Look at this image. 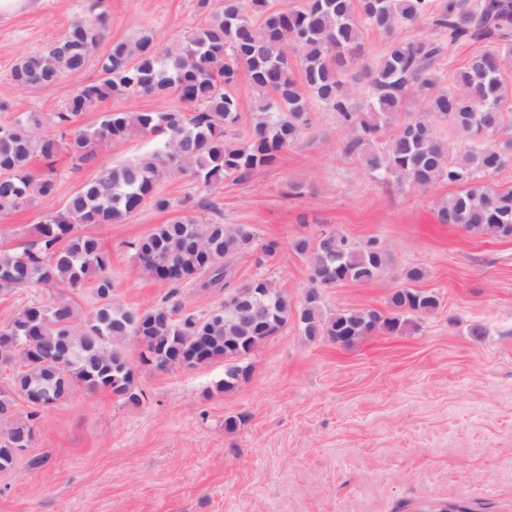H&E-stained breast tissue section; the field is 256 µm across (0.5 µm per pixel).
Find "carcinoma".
<instances>
[{"label": "carcinoma", "mask_w": 512, "mask_h": 512, "mask_svg": "<svg viewBox=\"0 0 512 512\" xmlns=\"http://www.w3.org/2000/svg\"><path fill=\"white\" fill-rule=\"evenodd\" d=\"M207 22L165 47L144 29L132 41L111 44L98 59L103 78L83 83L42 130L41 116L24 113L0 124V217L36 201L55 197L54 158L70 156L74 168L90 163L104 142L156 136L158 144L138 160L84 183L63 209L47 212L35 227V241L21 249L0 247V295L40 288L48 296L0 324V363L17 367L10 388L0 390V434L30 448L44 404L80 387L109 390L130 404L143 397L126 346L144 337L139 359L159 371L224 361L218 388L229 391L248 379L251 354L293 321L308 339L326 337L347 346L382 330L402 334L424 314L437 310L439 295L414 287L425 272L412 267L405 286L392 292L387 314L374 309L323 311L322 289L344 283H370L387 263L372 240L357 248L334 232L298 238L292 249L308 258L310 287L299 308L281 290L266 330L240 331L224 321V303L204 316L179 314L165 299L140 311L113 298L111 258L102 241L79 231L84 224H112L145 205L166 211L161 179L190 174L207 190L231 179L249 181L272 165L312 122L309 96L338 112L349 127L343 144L371 174L392 176L419 189L446 181L459 187L439 209L440 221L478 237H512V187L496 189L489 179L512 165V138L501 139L512 112V87L504 76L512 69V0H303L282 10L271 0H196ZM93 13L74 20L62 44L26 55L12 70L20 87L54 88L63 78L81 74L105 38L104 0ZM428 21L448 40H401L398 28ZM388 37L381 58L361 67L372 99L351 105L343 75L356 65L363 33ZM480 38L489 45L453 69L442 86L439 63L448 45ZM299 54V65L285 50ZM304 84H299L296 72ZM247 80L257 91L252 129L241 140L228 139L240 119L234 88ZM176 97L180 108L159 106L142 112L103 110L97 125L84 128L78 117L114 96ZM419 109L407 112L408 98ZM403 118L399 130L382 144V123ZM466 142L463 153L440 139L436 124ZM41 157L48 172L35 175L31 162ZM140 270L162 285L189 284L203 291L232 293V261L251 250L257 264L279 250L275 240L256 243L243 225L205 222L192 215L173 218L132 243ZM94 280L98 305L80 315L68 293ZM30 405L18 415L15 398Z\"/></svg>", "instance_id": "carcinoma-1"}]
</instances>
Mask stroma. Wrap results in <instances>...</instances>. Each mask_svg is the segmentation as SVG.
<instances>
[{"label":"stroma","instance_id":"35a3bbf8","mask_svg":"<svg viewBox=\"0 0 512 512\" xmlns=\"http://www.w3.org/2000/svg\"><path fill=\"white\" fill-rule=\"evenodd\" d=\"M90 0H41L0 17V123L13 114L60 111L77 82L100 80L97 61L80 79L48 91L15 86L18 59L50 47ZM106 54L115 40L151 29L166 45L204 25L196 0H105ZM313 124L277 161L245 183L201 188L191 176L163 179L171 207L151 206L116 224H85L111 254L114 297L145 310L168 292L140 272L130 242L192 213L243 224L279 242L264 265L252 253L232 263V286L264 277L292 305L309 288L294 239L332 230L354 246L377 240L389 258L371 283L323 289L326 312L386 311L404 272L423 267L435 312L400 335L376 331L348 347L308 340L291 323L249 359L248 380L218 388L223 361L159 371L139 365L140 404L110 391L77 389L42 410L32 448L0 471V512H426L459 501L470 512H512V237L489 239L441 223L454 186L416 190L381 182L345 155L336 112L313 103ZM150 139L104 143L94 161L56 164L58 193L0 220V246L30 243L49 210L82 184L148 152ZM304 186L292 197L288 187ZM485 334L474 338L473 324ZM241 417L236 430L227 417Z\"/></svg>","mask_w":512,"mask_h":512}]
</instances>
